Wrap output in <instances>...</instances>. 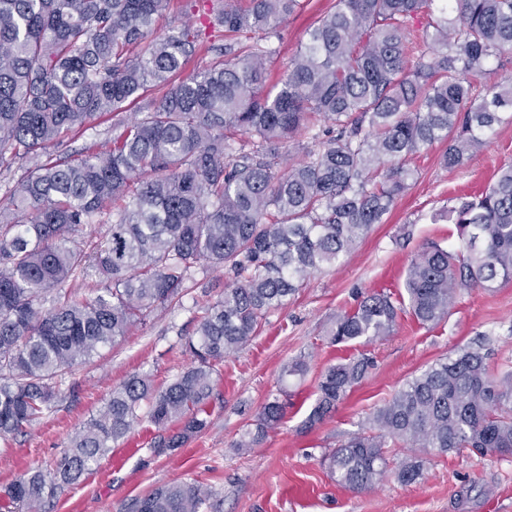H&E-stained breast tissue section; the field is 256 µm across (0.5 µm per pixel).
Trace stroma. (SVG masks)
I'll list each match as a JSON object with an SVG mask.
<instances>
[{
  "label": "stroma",
  "instance_id": "obj_1",
  "mask_svg": "<svg viewBox=\"0 0 512 512\" xmlns=\"http://www.w3.org/2000/svg\"><path fill=\"white\" fill-rule=\"evenodd\" d=\"M335 4L300 0L277 33L244 32L228 42L236 54L263 48L270 72L278 73L305 42L307 30ZM112 123L111 116L98 118L66 140L60 155L77 158L99 151L112 138ZM445 148L439 142L407 157L412 176L381 223L350 254L305 280L266 316L245 346L225 358L214 376L204 431L183 447L160 451L154 446L157 429L148 418H140L91 474L57 493L42 512H126L134 499L174 481L210 493L209 512H512V457L451 453L433 459L415 483L389 477L360 492L338 484L321 463L325 450L364 427L368 415L406 380L478 334L495 335L492 374L512 368V282L460 291L447 319L433 326L418 324L405 310L391 336L369 344L329 341L337 314L354 309L360 293L384 290L404 296L407 268L427 243L451 250L459 246L455 225L438 215L512 165V120L495 125L485 145L454 170L440 164ZM228 283L223 269L202 264L179 302L152 311L143 324L100 349L90 362L74 366L54 411L10 445L0 444V487L49 468L113 387L135 375L165 385L189 368L184 338L192 332L199 308L215 301ZM363 353L373 358L374 369L335 412L306 427L325 369ZM301 357L306 373L283 378L284 367ZM282 389L288 403L282 422L259 447L238 450L235 443L242 432Z\"/></svg>",
  "mask_w": 512,
  "mask_h": 512
}]
</instances>
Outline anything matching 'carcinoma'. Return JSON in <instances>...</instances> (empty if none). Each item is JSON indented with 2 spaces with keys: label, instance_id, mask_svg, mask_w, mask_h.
<instances>
[{
  "label": "carcinoma",
  "instance_id": "1",
  "mask_svg": "<svg viewBox=\"0 0 512 512\" xmlns=\"http://www.w3.org/2000/svg\"><path fill=\"white\" fill-rule=\"evenodd\" d=\"M168 4L0 0V171L22 156L33 164L0 207V440L52 412L72 367L178 299L201 263L233 280L185 338L192 366L165 387L136 375L113 388L49 473L0 489L4 509L42 512L45 499L99 465L145 403L160 450L204 430L224 358L381 223L411 176L401 161L445 141L442 165L456 169L512 111L511 82L478 94L471 81L512 51V0H337L274 81L259 48L220 54L201 71L184 67L219 33L276 30L300 0H186L199 25L159 37L156 18ZM422 12L438 14L429 22L437 54L412 62L407 24ZM150 87L162 97L145 99ZM137 101L141 113L117 120L104 150L42 160ZM322 120L336 134L280 168L279 146ZM107 211L106 240L90 250L66 245ZM440 217L456 226L459 247L425 246L404 282L423 325L446 318L462 289L512 281V165ZM90 276L88 296L64 288ZM401 305L384 291L364 296L336 316L330 343L391 335ZM492 345L481 334L411 377L323 465L358 491L388 475L411 484L431 457L450 452L511 457L512 372L489 375ZM372 367L365 353L328 367L305 425L335 412ZM284 410L279 397L267 401L236 447L261 444ZM391 448L409 455L391 458ZM207 498L193 484L164 483L132 512H204Z\"/></svg>",
  "mask_w": 512,
  "mask_h": 512
}]
</instances>
